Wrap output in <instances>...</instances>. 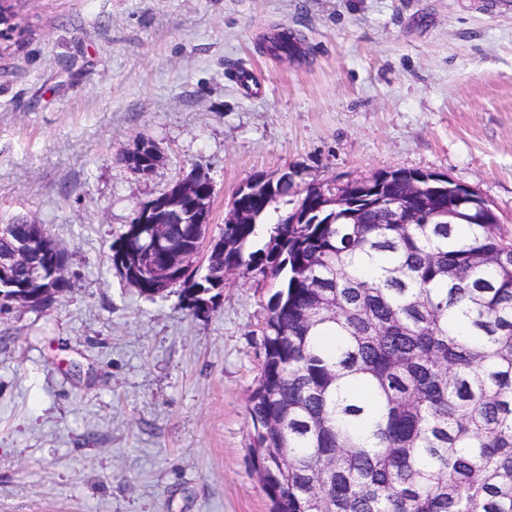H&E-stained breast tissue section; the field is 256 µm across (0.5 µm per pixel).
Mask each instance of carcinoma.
Segmentation results:
<instances>
[{
  "label": "carcinoma",
  "instance_id": "cac0c4a2",
  "mask_svg": "<svg viewBox=\"0 0 512 512\" xmlns=\"http://www.w3.org/2000/svg\"><path fill=\"white\" fill-rule=\"evenodd\" d=\"M301 40L278 33L290 58ZM254 224L220 228L224 265L271 280L264 363L248 414L253 469L271 512H303L310 477L334 512H512V235L460 210L450 224L389 221L377 196L358 199L359 223L290 224L294 181H275ZM275 213L268 240L252 248ZM124 225L112 255L137 249ZM0 250L44 226L15 218ZM169 248L139 260L125 282L150 300L154 268L191 243L167 225ZM336 315L318 312L322 301ZM288 457V473L279 466Z\"/></svg>",
  "mask_w": 512,
  "mask_h": 512
}]
</instances>
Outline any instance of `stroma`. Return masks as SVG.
Listing matches in <instances>:
<instances>
[{"instance_id": "1", "label": "stroma", "mask_w": 512, "mask_h": 512, "mask_svg": "<svg viewBox=\"0 0 512 512\" xmlns=\"http://www.w3.org/2000/svg\"><path fill=\"white\" fill-rule=\"evenodd\" d=\"M498 0H28L0 54V222L46 225L70 288L0 313V512H269L248 453L268 282L209 317L110 261L137 204L197 169L236 189L392 169L475 188L512 232V12ZM303 54L266 49L274 32ZM252 68L260 93L233 81ZM161 160H119L139 135Z\"/></svg>"}]
</instances>
